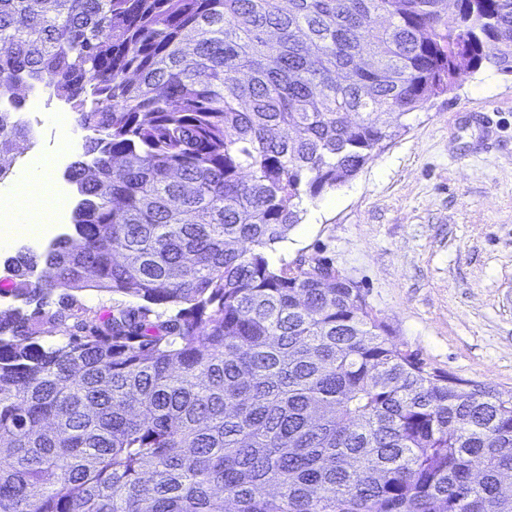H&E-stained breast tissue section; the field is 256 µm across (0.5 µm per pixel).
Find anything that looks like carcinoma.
I'll list each match as a JSON object with an SVG mask.
<instances>
[{
  "label": "carcinoma",
  "instance_id": "obj_1",
  "mask_svg": "<svg viewBox=\"0 0 512 512\" xmlns=\"http://www.w3.org/2000/svg\"><path fill=\"white\" fill-rule=\"evenodd\" d=\"M447 2L0 0V97L85 132L73 233L0 289L64 299L0 310V512H512V390L270 258L462 73L512 76V0ZM32 136L0 111V181ZM46 123L45 126L39 129H36L38 134H45L49 133L51 128L55 127L61 117H64L66 119V122L68 126L75 129V135H77V139L75 141V146L73 150L65 154L66 155V166L71 163L72 161L77 160L79 155L82 153V136L84 133H80L75 124V115L73 112L70 111L69 107L64 105L63 103L59 102L56 99H53V102H51L46 110ZM77 299L84 304L86 307L91 308L92 310H97L103 306L113 305L117 301H134L136 300L129 297H122L120 295L108 293V292H100L96 290H85L82 292L75 293Z\"/></svg>",
  "mask_w": 512,
  "mask_h": 512
}]
</instances>
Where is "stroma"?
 Returning <instances> with one entry per match:
<instances>
[{
  "mask_svg": "<svg viewBox=\"0 0 512 512\" xmlns=\"http://www.w3.org/2000/svg\"><path fill=\"white\" fill-rule=\"evenodd\" d=\"M271 254L353 280L431 366L512 389V76L486 67L414 113Z\"/></svg>",
  "mask_w": 512,
  "mask_h": 512,
  "instance_id": "1",
  "label": "stroma"
}]
</instances>
